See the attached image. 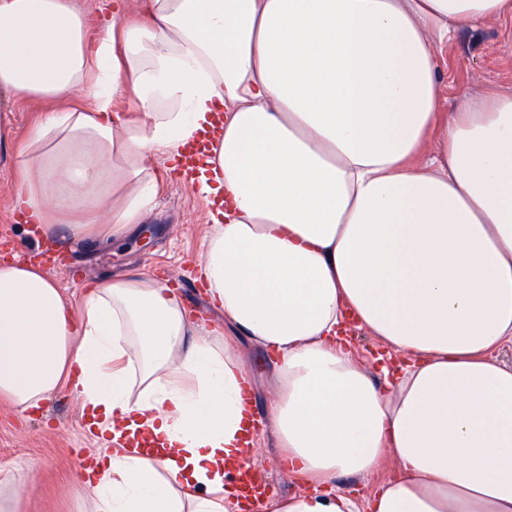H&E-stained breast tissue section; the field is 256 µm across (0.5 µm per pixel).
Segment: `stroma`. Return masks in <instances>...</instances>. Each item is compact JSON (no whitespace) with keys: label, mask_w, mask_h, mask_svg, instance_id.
<instances>
[{"label":"stroma","mask_w":512,"mask_h":512,"mask_svg":"<svg viewBox=\"0 0 512 512\" xmlns=\"http://www.w3.org/2000/svg\"><path fill=\"white\" fill-rule=\"evenodd\" d=\"M437 61L440 95L447 104H455L463 94L511 93L512 20L461 26L452 42L440 49ZM49 108V103L39 100L18 103L0 92V253L7 256L19 242L26 245L25 255L38 249L16 220L14 155L30 126ZM154 175L157 192L144 217L145 223L155 227L151 240L136 233L105 245L66 241L60 263L48 275L67 297H78L96 280L131 271L156 278L171 289L180 281L202 285L199 262L209 228V199L184 183L175 160L157 157ZM189 312L196 321L242 347L253 375L254 419L262 421L273 397L269 353L225 324L223 314L210 305L206 294H199ZM256 442L253 471L266 484L267 498L302 489V482L282 468L274 439L260 433ZM94 459V444L68 388H60L40 409L25 413L0 400V471L22 473L17 484L20 512H78L81 471Z\"/></svg>","instance_id":"stroma-1"}]
</instances>
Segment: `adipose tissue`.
I'll use <instances>...</instances> for the list:
<instances>
[{
    "mask_svg": "<svg viewBox=\"0 0 512 512\" xmlns=\"http://www.w3.org/2000/svg\"><path fill=\"white\" fill-rule=\"evenodd\" d=\"M494 18L512 0H148L92 34L76 0H0V91L91 98L28 131L15 209L35 229L135 232L152 160L223 112L196 180L208 299L271 352L263 428L319 485L265 512H512V93L447 109L436 63ZM351 319L398 359L390 378L355 360ZM249 372L157 279L72 300L0 262V397L25 412L70 388L105 450L92 512H239ZM388 459L364 503L336 489Z\"/></svg>",
    "mask_w": 512,
    "mask_h": 512,
    "instance_id": "1",
    "label": "adipose tissue"
}]
</instances>
